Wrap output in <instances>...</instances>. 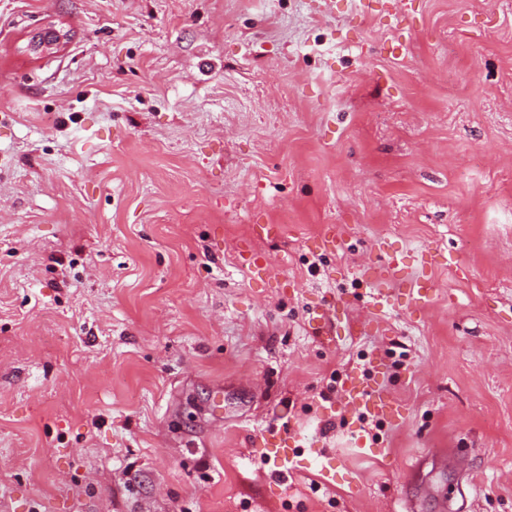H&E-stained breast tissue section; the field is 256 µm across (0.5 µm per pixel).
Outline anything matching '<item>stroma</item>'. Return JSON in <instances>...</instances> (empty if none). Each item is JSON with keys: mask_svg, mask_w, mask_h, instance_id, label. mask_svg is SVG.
Returning <instances> with one entry per match:
<instances>
[{"mask_svg": "<svg viewBox=\"0 0 512 512\" xmlns=\"http://www.w3.org/2000/svg\"><path fill=\"white\" fill-rule=\"evenodd\" d=\"M413 5L0 0V512H512V0ZM309 314V325L312 335L320 336L322 339L326 336H331L334 327L328 309L323 306H315ZM386 368L380 354H372L367 370L351 372L339 388V396L355 412L380 416L393 423L403 417V404L378 383L379 375ZM263 459L276 470L293 469L299 457L297 438L286 428L268 427L259 436Z\"/></svg>", "mask_w": 512, "mask_h": 512, "instance_id": "obj_1", "label": "stroma"}]
</instances>
